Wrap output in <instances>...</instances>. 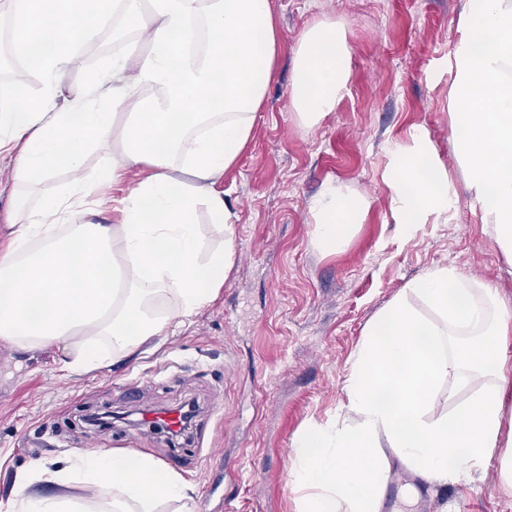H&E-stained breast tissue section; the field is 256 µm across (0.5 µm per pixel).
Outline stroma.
<instances>
[{
	"instance_id": "35a3bbf8",
	"label": "stroma",
	"mask_w": 512,
	"mask_h": 512,
	"mask_svg": "<svg viewBox=\"0 0 512 512\" xmlns=\"http://www.w3.org/2000/svg\"><path fill=\"white\" fill-rule=\"evenodd\" d=\"M464 0H271L276 62L260 117L218 187L236 211V256L216 298L174 335L121 363L62 371L52 348L0 342V499L37 462L89 448L135 450L171 463L196 488V512H297L292 446L348 403L344 380L367 323L405 285L437 265L489 283L512 303V268L479 224L451 151L448 59ZM329 19L351 48L349 89L313 128L290 102L294 49ZM145 34L105 26L82 47L66 93L82 89L112 54ZM425 136L456 193L447 214L412 230L398 222L387 185L390 153ZM370 206L341 251L313 243L309 202L328 186ZM194 402L189 432L114 422L88 412L145 415ZM419 492L414 512H512V489L489 464L482 479L442 485L402 473Z\"/></svg>"
}]
</instances>
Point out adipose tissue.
<instances>
[{"label":"adipose tissue","mask_w":512,"mask_h":512,"mask_svg":"<svg viewBox=\"0 0 512 512\" xmlns=\"http://www.w3.org/2000/svg\"><path fill=\"white\" fill-rule=\"evenodd\" d=\"M11 35L0 49L32 61L36 103H0V156L12 170L13 242L0 250V341L54 347L65 369L119 363L175 332L209 304L236 255V214L217 190L249 142L278 45L271 0H0ZM150 31L151 51L113 55L77 94L62 83L77 47L113 17ZM345 29L310 24L293 61L291 104L311 128L350 79ZM448 115L456 162L477 215L512 266V0H465L452 51ZM120 143L95 180L79 178L89 151ZM427 139L392 151L388 186L404 227L448 210V179L420 182ZM142 176L96 221L87 200L130 170ZM62 170L75 179L45 184ZM369 200L336 186L311 202L314 242L347 245ZM207 224H200V217ZM512 307L451 266L408 282L368 323L353 354L346 415L310 427L292 448L301 512H382L392 464L432 482L479 473L498 458L512 487ZM463 376L471 402L429 413L438 384ZM192 485L152 456L92 448L66 465L17 476L0 512H192Z\"/></svg>","instance_id":"1"}]
</instances>
